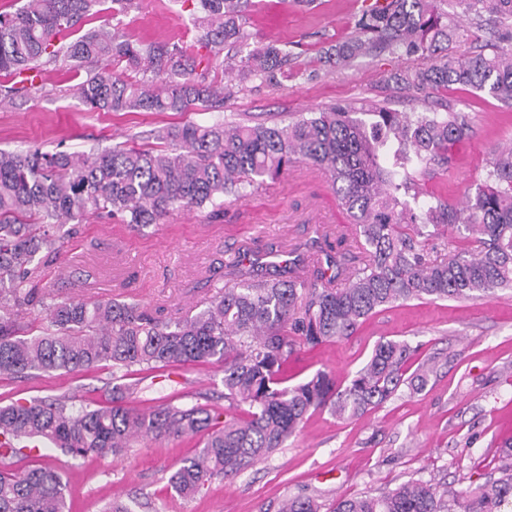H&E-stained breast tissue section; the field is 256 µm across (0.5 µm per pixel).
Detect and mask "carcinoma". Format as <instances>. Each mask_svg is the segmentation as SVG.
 <instances>
[{"instance_id": "obj_1", "label": "carcinoma", "mask_w": 512, "mask_h": 512, "mask_svg": "<svg viewBox=\"0 0 512 512\" xmlns=\"http://www.w3.org/2000/svg\"><path fill=\"white\" fill-rule=\"evenodd\" d=\"M105 0H25L0 13V103L36 89L20 76L51 64L85 70L76 97L94 112H187L221 107L236 78L270 81L288 66L272 44L249 43L242 16L248 0H192L197 43L214 56L224 47L240 60L219 63L224 85L196 73L175 45L132 42L116 31L70 35ZM445 0H383L365 8L354 34L330 49L346 64L378 48L415 64L395 83L416 91L462 86L512 105V0H453L487 26L490 53L458 54L465 30L446 21ZM141 78H135V75ZM467 113L357 110L337 104L298 115L286 125L218 117L154 132L156 148L116 146L46 153L37 147L0 150V376L32 371L83 372L112 367L121 382L106 404L75 407L60 397L0 406V512H68L61 474L19 466L32 447L50 443L67 455L116 456L138 437L200 435L202 450L170 475L191 497L206 482L236 476L261 462L301 428L311 412L352 419L401 392L418 394L433 367L409 364L416 349L377 342L350 382L318 371L288 384L291 360L303 347L347 339L360 323L399 301L476 299L512 289V145L497 149L485 180L452 204L420 189L416 177L449 160L469 137ZM303 163L329 179L355 238L314 240L307 256L279 263H224L227 282L191 317H165L137 303L59 300L38 287L42 266L59 257L65 224L106 215L142 232L178 209L223 211L224 200ZM47 312L35 327L31 315ZM224 364V408L174 403L146 413L130 405L140 392L128 378L173 365ZM500 476L475 488L410 479L381 495L340 498L329 512H503L512 505V444ZM281 512H322L297 495Z\"/></svg>"}]
</instances>
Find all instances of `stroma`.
Listing matches in <instances>:
<instances>
[{
	"label": "stroma",
	"mask_w": 512,
	"mask_h": 512,
	"mask_svg": "<svg viewBox=\"0 0 512 512\" xmlns=\"http://www.w3.org/2000/svg\"><path fill=\"white\" fill-rule=\"evenodd\" d=\"M365 0H250L245 31L251 42L288 53L287 71L271 83L236 86L220 113L228 118L317 112L337 103L377 104L402 112L454 109L468 113L469 139L455 146L448 165L436 167L427 193L459 203L485 175L494 148L512 143V107L456 86L421 94L398 86L391 73L406 58L383 51L330 66L325 53L348 38ZM190 0H138L113 14L104 4L92 24L118 30L134 42H165L196 58ZM83 73L61 66L44 72L42 90L28 101L0 106V149L37 147L44 152H81L91 146H153L152 130L185 121L208 122L218 111L91 112L74 96ZM353 238L354 227L338 208L321 172L300 166L225 204L217 218L207 211H179L152 233L87 217L67 238L61 256L43 269V287L59 298L132 299L144 308L167 307L179 315L204 309L223 285L224 262L235 252H282L304 246L316 232ZM405 341L418 361H433L426 389L402 394L358 418L340 420L326 411L309 414L284 448L240 475L208 481L190 499L177 495L169 477L198 454V437L151 439L122 457H72L39 449L41 462L63 477L70 512H101L117 502L131 512H279L294 495L329 504L341 497L378 495L409 479H435L456 489L497 477L501 451L512 442V290L470 300L401 301L364 321L353 336L300 350L293 380L316 371L347 384L380 339ZM111 368L90 373H38L0 378V404L38 397L71 398L74 405L101 400ZM135 404L150 410L169 399L207 395L220 402L224 367L176 365L145 373Z\"/></svg>",
	"instance_id": "35a3bbf8"
}]
</instances>
